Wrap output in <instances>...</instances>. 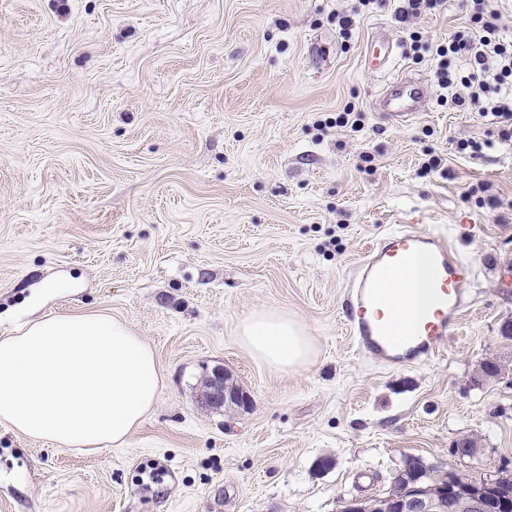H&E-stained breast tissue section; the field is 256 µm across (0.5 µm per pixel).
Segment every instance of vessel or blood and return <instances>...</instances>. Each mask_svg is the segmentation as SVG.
Masks as SVG:
<instances>
[{"instance_id":"1","label":"vessel or blood","mask_w":512,"mask_h":512,"mask_svg":"<svg viewBox=\"0 0 512 512\" xmlns=\"http://www.w3.org/2000/svg\"><path fill=\"white\" fill-rule=\"evenodd\" d=\"M426 85L422 80L396 77L383 97L385 116L405 122L425 111ZM422 256L427 273L423 289L442 312L438 321H423L421 329L397 335L377 310L384 291L404 275L414 256ZM472 268L450 246L447 236L415 230L404 224L372 244L357 266L347 292L348 329L358 351L395 365H406L435 356L466 307L464 287Z\"/></svg>"}]
</instances>
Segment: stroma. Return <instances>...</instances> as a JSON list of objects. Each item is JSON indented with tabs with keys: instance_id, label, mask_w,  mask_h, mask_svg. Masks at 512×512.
I'll return each instance as SVG.
<instances>
[{
	"instance_id": "35a3bbf8",
	"label": "stroma",
	"mask_w": 512,
	"mask_h": 512,
	"mask_svg": "<svg viewBox=\"0 0 512 512\" xmlns=\"http://www.w3.org/2000/svg\"><path fill=\"white\" fill-rule=\"evenodd\" d=\"M399 5L0 0V336L105 313L162 378L120 447L0 424V512H340L385 492L407 455L512 472V144L445 104L438 78L467 72L437 49L483 3L406 23ZM374 51L388 69L369 68ZM397 73L427 84L426 111L401 124L378 106ZM342 112L358 128L330 126ZM401 224L447 235L473 267L469 311L409 366L359 353L345 326L350 275ZM260 310L304 327L303 367L241 344ZM492 357L505 375L478 382ZM217 366L248 405L204 402ZM472 433L480 454L454 457Z\"/></svg>"
}]
</instances>
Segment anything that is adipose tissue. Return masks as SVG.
I'll return each mask as SVG.
<instances>
[{
    "label": "adipose tissue",
    "mask_w": 512,
    "mask_h": 512,
    "mask_svg": "<svg viewBox=\"0 0 512 512\" xmlns=\"http://www.w3.org/2000/svg\"><path fill=\"white\" fill-rule=\"evenodd\" d=\"M239 336L281 370L308 356L301 324L272 310L247 317ZM160 383L152 347L104 314L48 315L0 337V422L58 448L123 445L153 409Z\"/></svg>",
    "instance_id": "obj_1"
}]
</instances>
